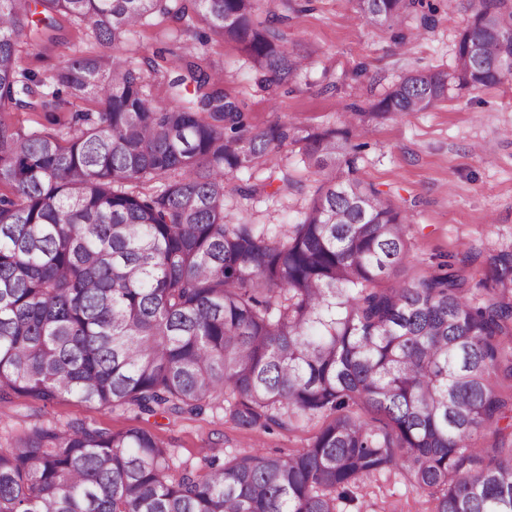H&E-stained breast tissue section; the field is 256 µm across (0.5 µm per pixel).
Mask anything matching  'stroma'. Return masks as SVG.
Here are the masks:
<instances>
[{
    "instance_id": "obj_1",
    "label": "stroma",
    "mask_w": 512,
    "mask_h": 512,
    "mask_svg": "<svg viewBox=\"0 0 512 512\" xmlns=\"http://www.w3.org/2000/svg\"><path fill=\"white\" fill-rule=\"evenodd\" d=\"M437 2L433 32L402 46L390 31L358 19L350 0H312L308 11L293 14L283 27L289 45L314 52L304 78L286 89L261 87L235 45L214 39L202 54L206 65L223 69L225 90L246 103L253 124L263 127L281 119L303 132L338 128L349 104L367 105L366 85H373L379 94L408 73L452 64L471 11L467 0ZM179 27L169 17L155 16L120 46L118 54L138 63L156 52L176 50L174 35ZM60 37L51 48L23 51L21 67L47 74L91 47L81 29L69 22ZM97 109L94 101L64 97L54 108L53 119L41 112H9L5 118L18 127L56 132L61 124L71 123L75 113ZM365 128L358 177L386 193L410 216L414 249L399 279L418 276L448 255L462 271L471 272L469 256L512 240V76L493 88L456 92L427 112L367 119ZM279 159L302 184V191L285 198L248 199L239 194V187L250 177L266 176L265 167L256 166L249 176L234 175L235 191L225 199L230 221L245 217L255 224H290L307 207L317 183L300 160L299 144L283 146ZM75 420L115 431L147 429L171 448L177 470L201 469L210 457L258 449L287 454L305 447L319 427L312 421L299 428L243 430L219 403L198 416L147 418L127 407L106 413L74 398L45 407L15 397L0 402V446H8L12 436L33 425L63 427ZM353 496V501L340 503V512H425L421 495L398 474L370 476Z\"/></svg>"
}]
</instances>
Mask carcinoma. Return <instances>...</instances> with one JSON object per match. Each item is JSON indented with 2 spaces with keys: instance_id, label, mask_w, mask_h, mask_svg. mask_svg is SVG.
Instances as JSON below:
<instances>
[{
  "instance_id": "obj_1",
  "label": "carcinoma",
  "mask_w": 512,
  "mask_h": 512,
  "mask_svg": "<svg viewBox=\"0 0 512 512\" xmlns=\"http://www.w3.org/2000/svg\"><path fill=\"white\" fill-rule=\"evenodd\" d=\"M401 45L435 28L430 0H350ZM298 0H0V400L75 398L104 412L197 415L227 404L245 429L320 428L282 457L216 456L172 473L143 428L39 424L0 448V512H339L352 489L397 471L428 512H512V242L469 275L409 261V215L356 176L363 118L425 112L448 90L512 76V0H470L451 72L410 74L342 128L309 132L319 185L294 224L226 219L229 176L269 166L244 196L288 191L273 164L293 123L250 122L198 47L236 44L259 83L294 82L310 55L280 25ZM194 12L182 53L135 65L87 51L50 77L22 48L62 22L120 47L154 15ZM169 77L170 98L146 94ZM93 100L65 138L15 128L60 90Z\"/></svg>"
}]
</instances>
